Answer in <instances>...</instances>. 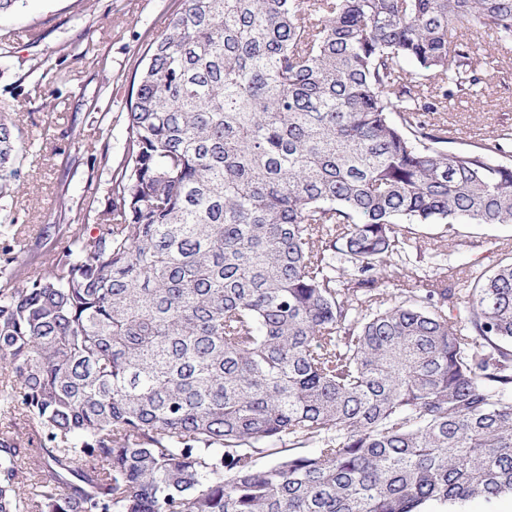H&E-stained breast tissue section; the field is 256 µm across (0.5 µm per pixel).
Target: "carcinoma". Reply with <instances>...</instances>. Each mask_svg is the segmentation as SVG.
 I'll list each match as a JSON object with an SVG mask.
<instances>
[{"label": "carcinoma", "mask_w": 512, "mask_h": 512, "mask_svg": "<svg viewBox=\"0 0 512 512\" xmlns=\"http://www.w3.org/2000/svg\"><path fill=\"white\" fill-rule=\"evenodd\" d=\"M491 44L512 0H180L97 234L0 283V512L512 496V251L389 288L411 225L512 224V127L427 119ZM24 153L1 110L0 195Z\"/></svg>", "instance_id": "cac0c4a2"}]
</instances>
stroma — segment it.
<instances>
[{
	"mask_svg": "<svg viewBox=\"0 0 512 512\" xmlns=\"http://www.w3.org/2000/svg\"><path fill=\"white\" fill-rule=\"evenodd\" d=\"M179 0H19L0 15V110L17 113L28 147L24 184L0 198L15 222L0 235L26 256L65 245L57 228L76 224L92 234L108 206L113 169L124 159L126 103L148 45ZM483 94L449 101L443 120L458 146L475 135L512 127V46L491 47ZM512 249V226L461 225L445 256L410 250L421 284L438 267L494 271Z\"/></svg>",
	"mask_w": 512,
	"mask_h": 512,
	"instance_id": "stroma-1",
	"label": "stroma"
}]
</instances>
